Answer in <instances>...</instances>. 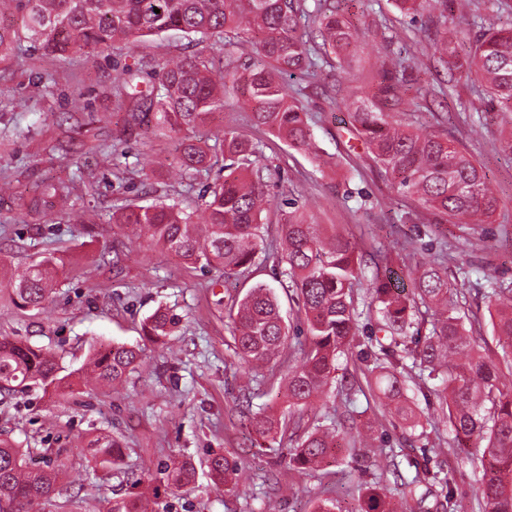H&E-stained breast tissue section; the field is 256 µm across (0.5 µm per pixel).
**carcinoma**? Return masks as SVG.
I'll return each instance as SVG.
<instances>
[{
    "label": "carcinoma",
    "instance_id": "carcinoma-1",
    "mask_svg": "<svg viewBox=\"0 0 512 512\" xmlns=\"http://www.w3.org/2000/svg\"><path fill=\"white\" fill-rule=\"evenodd\" d=\"M399 9L420 20L418 32L431 42L448 69L459 77L487 88L492 108L512 115V22L492 27L474 40H448V0H440L439 13L426 9L427 0H396ZM159 12H154V9ZM371 5L363 4L358 22L350 21L337 0H0V65L8 64L15 46L25 37L46 55L64 57L71 52L98 51L116 40L135 47L146 37L177 30L202 41L226 31L255 33L258 63L239 64L229 49L215 60L198 53L178 56L155 68L141 59L124 71L122 94L126 97L130 127L154 133L179 135L172 167L192 183L211 168V157L195 138L214 113L224 109L226 86L216 82L215 71L232 73V87L251 112L254 126L265 128L288 146L313 149L312 117L308 94L283 79L295 73L310 75L336 54L352 58L358 42L372 30ZM14 13L26 17L25 33L4 22ZM313 18L319 38L306 30ZM418 69L414 58L391 53L383 60L373 92L353 112L357 138L372 155L391 187L410 196L418 208L398 216L402 224H422L428 233L441 224H483L497 209L494 191L473 157L445 129L420 132L409 116L417 103L401 93L409 72ZM152 81L138 89V78ZM224 179L202 185L199 191L202 221L176 204H130L112 214L114 224H132L149 234L155 245L191 267L217 274L216 280L239 278L255 263L262 249V212L266 196L276 186L272 173L260 163V149L233 129L224 130ZM42 194L64 200L71 189L63 182L42 181ZM288 212L280 224L283 245L276 272L285 291H291L304 314L307 348L300 364L288 373L289 416L316 409V399L335 376L336 364L347 355L358 331L361 315L378 314L376 331L368 337L362 360L372 364L376 384L394 403V412L405 423L415 422L417 404L406 395V377L436 379L423 398L438 401L442 422L460 448L473 436L486 441L480 448L483 473L477 492L483 512H512V386L500 387L502 377H512V286L494 272L482 271L487 297L494 302L492 328L498 337L504 367L472 352L470 336L457 300L459 288L468 283L448 278V254L440 250L424 266L416 267L412 292L394 291L390 282L374 277L358 296L360 263L351 241L334 234L322 236L321 225L300 210L298 200L288 199ZM60 264L45 258L10 282L15 302L38 307L56 283ZM431 311L425 318L420 307ZM240 359L255 367L272 361L285 346L288 327L281 314L278 294L265 283L251 286L236 310L229 311ZM178 317L166 307L156 308L142 323V336L163 343ZM428 333H422L424 325ZM411 364H406V361ZM92 380L117 387L143 364L142 349L115 343L89 350ZM73 373L65 372L61 357L53 352L0 336V392L38 386L64 392L72 387ZM252 427L261 436L281 432L287 423L272 415L255 414ZM340 439L336 427L316 426L293 449L291 461L298 469L318 467L334 456ZM93 455L106 463L120 458L119 442L110 435L87 441ZM31 452L8 439H0V512H27L26 507L57 491L61 467L51 461L32 468ZM408 465L415 475L403 482V497L423 508L432 486L443 483L447 498L450 483L438 473ZM215 484H232L236 467L223 456L208 460ZM195 476L187 460L165 469V487L182 488ZM111 512H145L141 498L128 495L112 505ZM359 512H395L384 488H367Z\"/></svg>",
    "mask_w": 512,
    "mask_h": 512
}]
</instances>
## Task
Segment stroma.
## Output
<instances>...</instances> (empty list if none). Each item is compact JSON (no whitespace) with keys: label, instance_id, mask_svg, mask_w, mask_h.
I'll list each match as a JSON object with an SVG mask.
<instances>
[{"label":"stroma","instance_id":"obj_1","mask_svg":"<svg viewBox=\"0 0 512 512\" xmlns=\"http://www.w3.org/2000/svg\"><path fill=\"white\" fill-rule=\"evenodd\" d=\"M372 7L388 26L404 30L403 46L422 64L415 74L422 92L417 128L441 125L451 131L495 189L493 223L446 224L442 232L448 240L449 274L464 267L474 278L460 302L474 345L487 360L501 362L479 278L489 266L512 283V154L500 148L501 139L512 134V120L489 117L481 86L451 78L395 0H373ZM190 46L206 56L224 49L217 39L193 45L181 32L170 31L134 48L118 42L57 58L25 40L11 74L0 78V182L12 183L11 191L0 195V255L7 259L0 268V336L61 354L64 366L78 372L95 344H141L145 361L117 391L79 383L65 397L40 388L0 393V435L31 449L33 462L51 459L65 465L57 491L33 512H109L115 500L133 492L148 497V512H314L326 498L336 500L342 512H358L366 488L378 483L397 512H409L400 487L402 477L414 474L408 465L396 474H379L370 464L372 449L359 445L342 448L335 461L318 469L299 470L290 460L289 445L252 430L249 415L288 410V370L300 359L295 347L303 327L296 300L281 299L291 354L258 368L238 357L227 316L249 283H276L285 189L292 190L324 233L339 232L356 243L366 277L389 276L408 284L396 257L404 236H412L419 261L437 249L433 235L376 219L374 204L388 200L393 191L347 132L348 105L371 91L390 46L369 37L352 62L323 68L309 90L313 151L294 150L253 127L231 93L223 111L201 128L209 144L228 128L261 141L262 164L280 177L279 187L270 191L263 228L266 253L259 255L249 280L232 278L218 285L212 284L211 272L162 253L135 226L108 221L113 206L126 202L148 205L169 199L188 210L200 203L198 187L167 175L177 137L143 129L126 134L128 115L119 109L114 90L121 70L140 57L161 64ZM76 95L88 104V112L71 111L69 101ZM105 145L118 150L108 163L98 152ZM45 177L70 182L76 205L97 213L92 228L70 221L57 203L44 206L38 219L27 215L21 201ZM47 257L64 263L49 301L39 309L18 307L9 280ZM160 306L173 309L180 322L166 343L153 344L144 341L141 324ZM373 325L371 319L360 320L362 333ZM362 333L338 361L337 384L306 415L308 426L334 421L343 432L374 426L378 446L406 447L411 458L447 474L454 496L448 500L434 490L437 512H482L476 483L480 455L471 447H452L446 425L428 426L433 409L423 405L422 394L414 399L422 404L426 424L412 430L392 416L381 392L364 391L358 349ZM98 433L120 441L117 465L100 463L86 448V438ZM216 455L236 464L234 489L209 478L207 462ZM184 459L196 468L194 483L154 498L164 467Z\"/></svg>","mask_w":512,"mask_h":512}]
</instances>
